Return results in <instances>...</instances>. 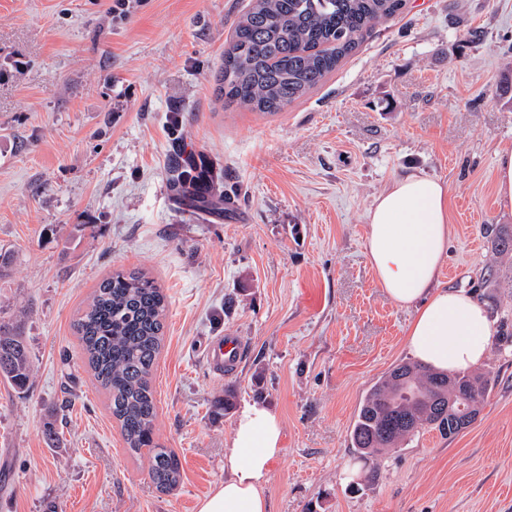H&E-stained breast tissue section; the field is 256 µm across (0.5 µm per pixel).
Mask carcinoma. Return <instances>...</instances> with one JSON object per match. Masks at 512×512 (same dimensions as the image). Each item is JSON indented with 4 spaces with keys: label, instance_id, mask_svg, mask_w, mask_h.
<instances>
[{
    "label": "carcinoma",
    "instance_id": "1",
    "mask_svg": "<svg viewBox=\"0 0 512 512\" xmlns=\"http://www.w3.org/2000/svg\"><path fill=\"white\" fill-rule=\"evenodd\" d=\"M405 6L406 0H250L224 48V65L215 75L218 95L229 106L280 112L321 86L377 24ZM177 183L201 208L224 203V194H214L208 181L194 184L182 176ZM167 308L154 279L115 271L97 285L72 323L127 451L148 459V476L161 492L172 491L181 479L177 454L155 434L152 378ZM32 372L21 320L0 306V379L22 390ZM488 386L484 374L399 364L365 395L351 430L352 447L372 456L426 428L454 437L463 431L458 401L472 400L478 413Z\"/></svg>",
    "mask_w": 512,
    "mask_h": 512
}]
</instances>
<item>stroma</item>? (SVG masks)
<instances>
[{
	"instance_id": "1",
	"label": "stroma",
	"mask_w": 512,
	"mask_h": 512,
	"mask_svg": "<svg viewBox=\"0 0 512 512\" xmlns=\"http://www.w3.org/2000/svg\"><path fill=\"white\" fill-rule=\"evenodd\" d=\"M0 0V305L21 312L33 377L0 381V512H195L223 483L235 414L263 402L283 451L270 512H512V232L499 151L512 149V0H408L326 82L274 115L225 106L214 76L249 0ZM480 34L461 41L463 31ZM195 155L224 194L174 188ZM443 179L454 233L443 283L486 307L490 384L454 438L427 429L359 458L365 393L413 362V310L367 261V211L391 182ZM168 297L156 435L181 481L150 482L88 371L72 322L115 270ZM244 345L236 373L209 340ZM63 418L55 441L49 416ZM177 183L184 189H188L200 208L218 209V205L224 204V194L221 192L218 195L213 193V188L209 181L201 182L198 184H191L190 179L186 176L178 178ZM243 350L235 341L224 340L222 336L215 338L209 343L205 357L209 371L218 377L236 372Z\"/></svg>"
}]
</instances>
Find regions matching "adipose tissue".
<instances>
[{
	"mask_svg": "<svg viewBox=\"0 0 512 512\" xmlns=\"http://www.w3.org/2000/svg\"><path fill=\"white\" fill-rule=\"evenodd\" d=\"M366 256L380 288L413 309L406 344L422 364L443 371L480 365L491 347L488 312L474 295L441 284L453 226L448 186L418 173L396 178L367 214ZM282 452L277 414L245 406L232 433L224 483L199 499L196 512H269L264 493L272 462Z\"/></svg>",
	"mask_w": 512,
	"mask_h": 512,
	"instance_id": "1",
	"label": "adipose tissue"
}]
</instances>
